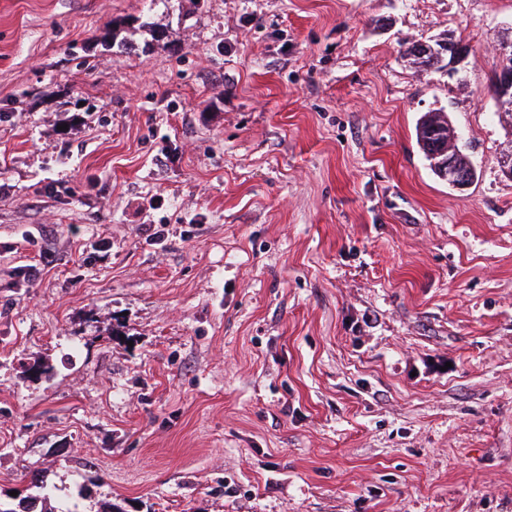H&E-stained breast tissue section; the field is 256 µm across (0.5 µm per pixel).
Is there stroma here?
<instances>
[{"label":"stroma","instance_id":"35a3bbf8","mask_svg":"<svg viewBox=\"0 0 512 512\" xmlns=\"http://www.w3.org/2000/svg\"><path fill=\"white\" fill-rule=\"evenodd\" d=\"M509 24L512 0H0V499L512 512ZM445 34L457 74L401 61ZM436 108L465 189L417 145ZM499 55L501 63L498 71L493 77V86L496 91V100L492 95L497 107V115L502 123L507 126L512 134V39L511 26L510 38H506L499 44ZM499 105V106H498ZM505 109H502V108ZM440 123L448 125V141H451L455 137V132L449 127L447 113L425 112L416 123L417 142L426 160L429 162L431 171L434 174L436 173L441 180L446 181L449 186L462 189L470 184L475 176L474 166L465 149L458 145V150L456 151L459 163L466 167L463 168L457 163L453 148L448 147L442 133H433L431 135L432 139L427 142V151L434 159L435 172L432 169L431 160L425 152L424 143L427 139H430L429 133L431 129Z\"/></svg>","mask_w":512,"mask_h":512}]
</instances>
